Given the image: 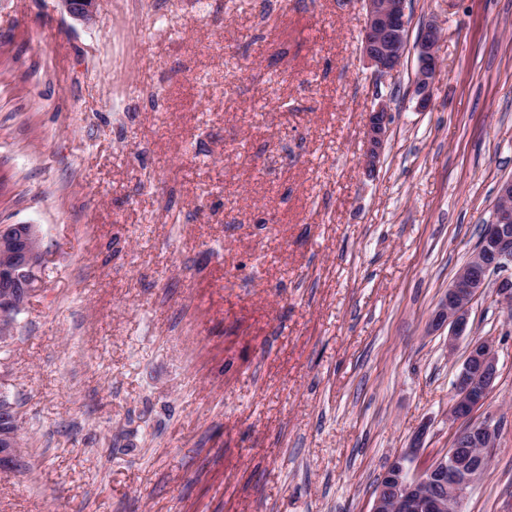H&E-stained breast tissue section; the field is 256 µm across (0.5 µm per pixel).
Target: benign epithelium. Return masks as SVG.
I'll use <instances>...</instances> for the list:
<instances>
[{
  "mask_svg": "<svg viewBox=\"0 0 512 512\" xmlns=\"http://www.w3.org/2000/svg\"><path fill=\"white\" fill-rule=\"evenodd\" d=\"M73 19L89 24L94 20L96 0H59ZM408 0H364L365 22L360 51L366 64L379 77L400 68L406 49ZM441 28L427 24L418 42V69L413 88L422 108L428 107L435 73L439 67L438 45ZM392 115L381 103L365 117L366 150L360 164L373 173L388 139ZM44 251L38 230L31 224H0V328L11 322L35 292L37 272ZM461 270L448 288L447 298L432 315L429 327H449L448 350L458 339L470 335L472 304L489 287L494 274L512 266V180L498 190L492 218ZM499 376L495 339L477 337L468 344L465 362L453 383L455 400L448 420L461 424L447 452L422 460L424 429L412 438L410 447L400 451L380 478L370 512H461L476 475L484 467L483 456L464 448H492L501 422L490 418L470 422ZM16 463L13 433H0V468Z\"/></svg>",
  "mask_w": 512,
  "mask_h": 512,
  "instance_id": "obj_1",
  "label": "benign epithelium"
}]
</instances>
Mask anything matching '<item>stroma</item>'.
Listing matches in <instances>:
<instances>
[{"instance_id": "stroma-1", "label": "stroma", "mask_w": 512, "mask_h": 512, "mask_svg": "<svg viewBox=\"0 0 512 512\" xmlns=\"http://www.w3.org/2000/svg\"><path fill=\"white\" fill-rule=\"evenodd\" d=\"M363 0H0V223L37 225L0 343L21 464L0 512H370L426 426L452 446L429 318L512 178V0H409L377 77ZM444 34L427 109L428 23ZM392 112L364 174V118ZM502 421L462 512H512V317L472 304ZM63 10L74 20L89 24L94 20L96 0H59ZM442 40L441 28L428 23L418 42V69L413 88L421 108H427L433 93V81L439 67L438 45Z\"/></svg>"}]
</instances>
